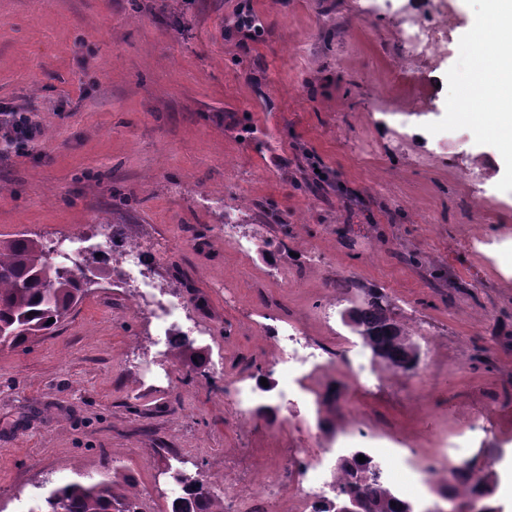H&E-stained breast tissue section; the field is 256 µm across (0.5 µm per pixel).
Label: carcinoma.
Wrapping results in <instances>:
<instances>
[{"label": "carcinoma", "mask_w": 512, "mask_h": 512, "mask_svg": "<svg viewBox=\"0 0 512 512\" xmlns=\"http://www.w3.org/2000/svg\"><path fill=\"white\" fill-rule=\"evenodd\" d=\"M94 284V267L74 270L51 256L45 242L18 234L0 240V346L19 348L55 329L81 303ZM358 332L379 350L382 361L400 372H410L409 334L397 321L393 305L379 288L357 285L350 289ZM33 316H28V313ZM54 322H49V319ZM361 452L343 456L333 468V487L342 495H355L363 512H412L411 504L380 480V467L371 456L358 461ZM178 457L170 464L175 496L171 512H214L212 484L190 472ZM436 492L452 499L477 501L483 512H497L491 475L473 462L448 469ZM28 512H138L133 497L124 493L108 472L95 481H70L42 492Z\"/></svg>", "instance_id": "obj_1"}]
</instances>
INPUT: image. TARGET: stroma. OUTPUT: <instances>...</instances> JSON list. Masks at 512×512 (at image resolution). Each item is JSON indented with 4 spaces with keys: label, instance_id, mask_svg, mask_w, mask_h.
<instances>
[{
    "label": "stroma",
    "instance_id": "1",
    "mask_svg": "<svg viewBox=\"0 0 512 512\" xmlns=\"http://www.w3.org/2000/svg\"><path fill=\"white\" fill-rule=\"evenodd\" d=\"M482 0H0V108L40 135L0 153V239L83 235L147 252L162 329L113 279L114 250L51 333L0 346V512L43 488L115 470L141 512H168L172 456L239 492L293 449L440 448L495 470L512 458V179L485 103L463 112L466 42ZM255 26L241 27L242 18ZM441 33L421 49L407 19ZM334 186L303 188L313 168ZM274 205L280 224L261 208ZM235 226L225 236V223ZM381 289L426 380L375 359L345 325L344 290ZM316 350L351 346L359 379L320 374L318 408L282 399L274 327ZM193 327V350L165 331ZM266 378L247 425L226 398ZM414 512L441 498L390 460Z\"/></svg>",
    "mask_w": 512,
    "mask_h": 512
}]
</instances>
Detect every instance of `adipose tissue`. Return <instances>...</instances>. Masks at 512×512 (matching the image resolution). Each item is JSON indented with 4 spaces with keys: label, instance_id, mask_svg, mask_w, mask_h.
<instances>
[{
    "label": "adipose tissue",
    "instance_id": "obj_1",
    "mask_svg": "<svg viewBox=\"0 0 512 512\" xmlns=\"http://www.w3.org/2000/svg\"><path fill=\"white\" fill-rule=\"evenodd\" d=\"M485 15L498 30L490 44H474L472 82L483 96L512 99V0H485Z\"/></svg>",
    "mask_w": 512,
    "mask_h": 512
}]
</instances>
